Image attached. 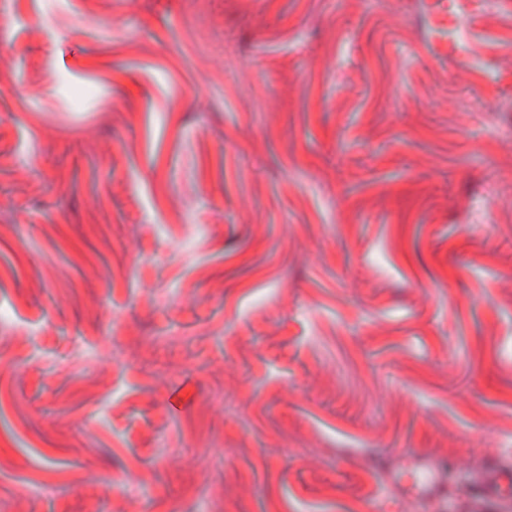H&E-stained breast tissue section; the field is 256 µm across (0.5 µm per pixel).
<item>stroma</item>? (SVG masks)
I'll use <instances>...</instances> for the list:
<instances>
[{
  "label": "stroma",
  "instance_id": "1",
  "mask_svg": "<svg viewBox=\"0 0 512 512\" xmlns=\"http://www.w3.org/2000/svg\"><path fill=\"white\" fill-rule=\"evenodd\" d=\"M0 458V512H474L512 0H0ZM410 464L412 476L402 474L400 483L412 496L430 498L447 491L448 477L441 465L422 455H413Z\"/></svg>",
  "mask_w": 512,
  "mask_h": 512
}]
</instances>
